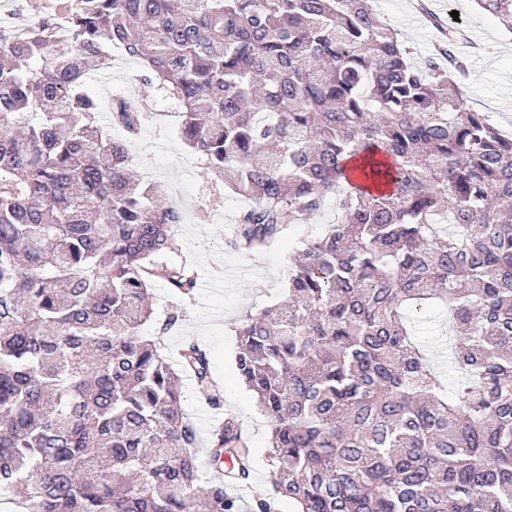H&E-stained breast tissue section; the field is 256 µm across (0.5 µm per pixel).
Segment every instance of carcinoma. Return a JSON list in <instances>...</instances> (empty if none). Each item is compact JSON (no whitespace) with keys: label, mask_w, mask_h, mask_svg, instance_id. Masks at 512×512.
<instances>
[{"label":"carcinoma","mask_w":512,"mask_h":512,"mask_svg":"<svg viewBox=\"0 0 512 512\" xmlns=\"http://www.w3.org/2000/svg\"><path fill=\"white\" fill-rule=\"evenodd\" d=\"M512 32V0H478ZM0 21V488L26 512H240L253 477L227 417L200 439L180 375L214 406L206 353L173 368L148 287L195 277L163 187L128 172L89 73L122 51L178 101L179 136L250 200L228 246L267 245L327 201L288 293L236 327L239 376L270 425L253 512H512V137L472 110L454 49L423 64L370 0H75ZM128 136L139 113L112 101ZM448 307L452 396L407 312ZM231 466L225 465V460Z\"/></svg>","instance_id":"1"}]
</instances>
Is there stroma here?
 I'll return each mask as SVG.
<instances>
[{"label": "stroma", "instance_id": "35a3bbf8", "mask_svg": "<svg viewBox=\"0 0 512 512\" xmlns=\"http://www.w3.org/2000/svg\"><path fill=\"white\" fill-rule=\"evenodd\" d=\"M423 2L430 13L443 18L449 10L458 11L459 27L481 36L484 50L480 57L471 59L461 87L475 110L512 133V89L506 87L507 79L512 78V32L470 0ZM373 5L382 20L401 34L410 61L422 63L440 40V30L412 20L411 0H373ZM130 151L135 170L152 165L155 180L168 198L179 200L183 220L171 227L179 250L168 254L167 259L190 261L197 274V286L189 296L173 293L160 281L151 285L157 316L174 312L180 317L177 329L163 339V352L174 354L187 342L197 343L206 351L220 404H208L197 393L194 380L186 377L181 381L182 406L203 438L227 415L242 422L253 451L255 473L241 506L242 512H251L254 500L271 489L266 456L268 421L238 376L235 327L247 312L285 297L289 252L313 227L334 223L336 211L333 205H325L313 221H289L286 232L262 251L237 252L228 247L227 239L247 201L216 180L206 160L182 143L176 118L162 117L141 128L138 137L130 141Z\"/></svg>", "mask_w": 512, "mask_h": 512}]
</instances>
